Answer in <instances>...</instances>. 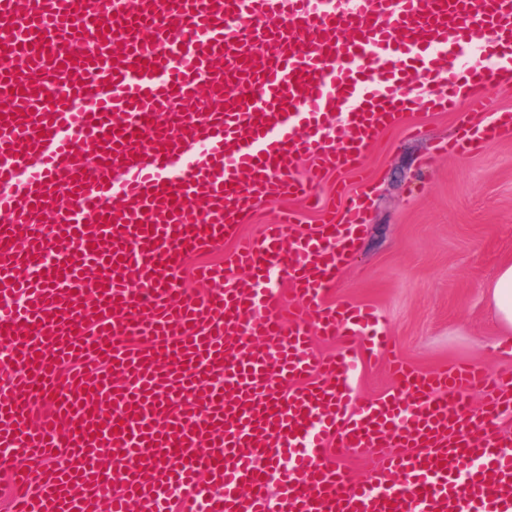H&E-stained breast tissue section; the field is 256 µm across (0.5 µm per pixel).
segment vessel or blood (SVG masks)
Returning <instances> with one entry per match:
<instances>
[{
	"mask_svg": "<svg viewBox=\"0 0 512 512\" xmlns=\"http://www.w3.org/2000/svg\"><path fill=\"white\" fill-rule=\"evenodd\" d=\"M0 57L13 512H512V373L396 360L394 391L358 398L389 339L372 307L330 298L382 132L453 112L448 150L467 154L512 131L491 97L512 77V0H0ZM306 157L359 190L338 185L306 232L279 212L184 294L187 263L259 206L313 201Z\"/></svg>",
	"mask_w": 512,
	"mask_h": 512,
	"instance_id": "1",
	"label": "vessel or blood"
}]
</instances>
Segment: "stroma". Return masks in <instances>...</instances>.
<instances>
[{
    "label": "stroma",
    "instance_id": "1",
    "mask_svg": "<svg viewBox=\"0 0 512 512\" xmlns=\"http://www.w3.org/2000/svg\"><path fill=\"white\" fill-rule=\"evenodd\" d=\"M424 132L383 134L367 154L365 229L334 298L373 305L392 353L430 371L471 360L512 369L487 288L512 257V134L468 156L441 154L457 118H420Z\"/></svg>",
    "mask_w": 512,
    "mask_h": 512
}]
</instances>
